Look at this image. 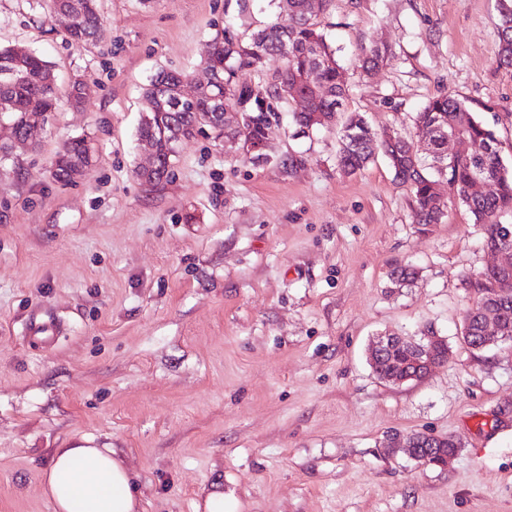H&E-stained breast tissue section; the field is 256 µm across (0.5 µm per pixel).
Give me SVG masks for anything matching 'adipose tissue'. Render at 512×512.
Here are the masks:
<instances>
[{"mask_svg": "<svg viewBox=\"0 0 512 512\" xmlns=\"http://www.w3.org/2000/svg\"><path fill=\"white\" fill-rule=\"evenodd\" d=\"M53 512H140L135 474L113 448H57L44 470Z\"/></svg>", "mask_w": 512, "mask_h": 512, "instance_id": "ef3b65f1", "label": "adipose tissue"}]
</instances>
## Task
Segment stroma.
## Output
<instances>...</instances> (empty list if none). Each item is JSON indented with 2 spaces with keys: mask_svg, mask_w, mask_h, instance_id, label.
I'll return each instance as SVG.
<instances>
[{
  "mask_svg": "<svg viewBox=\"0 0 512 512\" xmlns=\"http://www.w3.org/2000/svg\"><path fill=\"white\" fill-rule=\"evenodd\" d=\"M103 35L70 42L42 0H0V45L42 54L58 108L34 149L0 164V512H52L56 448H114L143 512H512V342L469 351L463 318L497 261L467 208L412 218L383 156L338 163L347 113L411 139L414 116L451 92L477 110L512 166V68L500 66L498 0H330L315 19L349 87L313 134L290 115L268 154L205 132L182 140L168 181L147 184L136 141L161 67L204 78L212 39L254 31L276 0H98ZM387 46L386 65L363 50ZM87 89L73 107V83ZM87 137L80 178L54 182L64 141ZM416 268L395 287L393 268ZM44 324L42 333L31 324ZM445 337L447 362L394 386L371 371L382 334ZM452 436L423 466L390 437Z\"/></svg>",
  "mask_w": 512,
  "mask_h": 512,
  "instance_id": "35a3bbf8",
  "label": "stroma"
}]
</instances>
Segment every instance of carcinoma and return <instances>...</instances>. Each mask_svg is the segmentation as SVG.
Returning a JSON list of instances; mask_svg holds the SVG:
<instances>
[{
	"instance_id": "cac0c4a2",
	"label": "carcinoma",
	"mask_w": 512,
	"mask_h": 512,
	"mask_svg": "<svg viewBox=\"0 0 512 512\" xmlns=\"http://www.w3.org/2000/svg\"><path fill=\"white\" fill-rule=\"evenodd\" d=\"M60 3L75 15V31L68 32L76 44L96 41L103 31V19L97 0H51ZM280 13L264 28L239 36L228 30L224 37L215 38L204 61L206 67L220 73L221 86L205 92L196 102L187 105L177 101L178 89L185 74L176 70L161 69L150 80L145 91L153 98L158 86H165L166 97L154 103L138 128V140L151 145L157 156V169L150 174L136 171L142 181L158 184L169 178L176 158V142L205 129L215 137L226 139L241 135L238 128L221 120L227 110L249 117L246 125L248 136L265 140L269 136L276 112L288 110L291 99L303 95L310 100L308 112L293 113L298 132L306 134L336 122L343 111L347 95L342 68L336 49L327 41L309 10V0H280ZM500 49L499 64L512 67V0H499ZM285 58L286 66L261 85L237 81V72L243 67H257L268 55ZM368 69L377 70L388 60L387 51L379 46L365 50ZM0 60L14 64L17 77L8 82L0 75V97L18 99L27 110L9 112L5 118L13 123L16 132L24 134L28 125V111L33 110L49 119L56 109V79L52 67L33 51L20 53L17 46H0ZM463 124L475 145L467 156L451 163L441 155L442 134L454 131ZM416 136L428 139L427 150L436 164L437 174L446 177L458 201L474 218V223L484 227L487 246L494 249L501 241L502 231L508 225L497 221V216L512 211V172L500 157L494 132L480 121L466 102L452 93L428 101L415 118ZM381 152L388 160L396 180L410 186L414 197V223L438 224L445 216L448 203L433 191L436 180L425 171L419 150L414 142L401 139L387 145L358 112H352L343 126L339 161L348 173L361 170ZM93 159L92 147L83 136L73 137L64 143L56 156L60 168L70 169L89 166ZM480 175L498 184L491 196H475L469 192L473 177ZM477 288L481 297L488 298L496 308L503 327L512 331V283L505 282L500 273L490 268L479 274ZM483 326L478 308L471 309L464 317L462 339L474 350L486 348ZM373 373L381 378L402 379L411 376L413 381L423 379V365L410 357L409 339L396 341L383 355L377 357ZM414 453L425 455L434 448L442 453H455L460 443L451 436L435 437L416 434Z\"/></svg>"
}]
</instances>
